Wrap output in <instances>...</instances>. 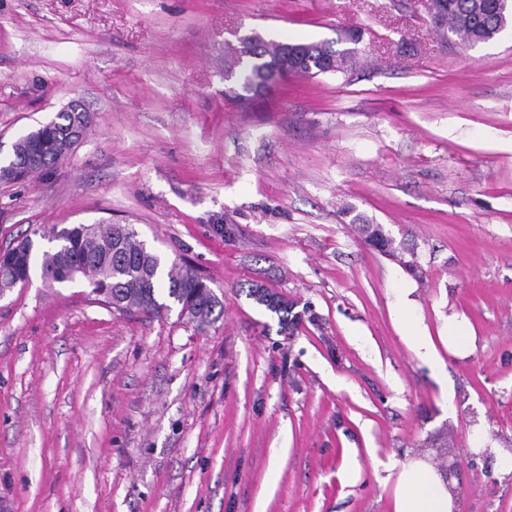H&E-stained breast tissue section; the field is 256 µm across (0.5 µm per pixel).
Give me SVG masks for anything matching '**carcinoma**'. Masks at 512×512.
Masks as SVG:
<instances>
[{
    "mask_svg": "<svg viewBox=\"0 0 512 512\" xmlns=\"http://www.w3.org/2000/svg\"><path fill=\"white\" fill-rule=\"evenodd\" d=\"M505 0H437L439 15L435 27L448 28L465 44H478L493 39L501 32ZM303 50V72L345 73L356 58V51L335 50L331 42L299 43ZM245 61L239 63L238 92L264 81L267 72L283 67L276 57L274 45L259 39L240 50ZM72 120L69 112L57 113L54 120L20 136L12 148L13 157L0 165V179L20 180V174L31 175L50 167L69 154L65 144L66 129ZM49 247L36 254L33 240L26 237L5 250L9 254L21 250L30 265H40L43 279L50 283L86 280L95 300L116 310L136 309L147 316L159 317L171 311L158 295L167 286V296L179 306V315L199 327L214 323L224 314V306L214 289L188 264H174L164 269L161 257L138 239L129 224H72L56 229L48 237ZM253 296L272 312L286 313L287 305L268 291L257 288Z\"/></svg>",
    "mask_w": 512,
    "mask_h": 512,
    "instance_id": "obj_1",
    "label": "carcinoma"
}]
</instances>
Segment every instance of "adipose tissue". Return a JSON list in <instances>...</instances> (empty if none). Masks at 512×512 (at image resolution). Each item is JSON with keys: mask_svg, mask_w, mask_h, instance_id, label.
Segmentation results:
<instances>
[{"mask_svg": "<svg viewBox=\"0 0 512 512\" xmlns=\"http://www.w3.org/2000/svg\"><path fill=\"white\" fill-rule=\"evenodd\" d=\"M385 483L392 492L388 512H454L455 500L447 481L418 452L386 467Z\"/></svg>", "mask_w": 512, "mask_h": 512, "instance_id": "1", "label": "adipose tissue"}]
</instances>
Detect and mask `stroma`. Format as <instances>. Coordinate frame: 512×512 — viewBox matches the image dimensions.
<instances>
[{
  "mask_svg": "<svg viewBox=\"0 0 512 512\" xmlns=\"http://www.w3.org/2000/svg\"><path fill=\"white\" fill-rule=\"evenodd\" d=\"M351 30L352 72L234 98L241 37ZM75 100L92 122L73 151L0 182V250L131 224L224 314L201 331L36 271L1 296L0 512H388L389 458L430 449L441 470L446 448H512V26L469 47L428 0H0V161ZM451 485L459 512H512L489 459ZM407 336L410 337V343L415 353L424 361L438 362L440 356L431 340L423 330L413 323L406 328ZM361 466L355 449L345 452L337 476L344 485H354L360 478Z\"/></svg>",
  "mask_w": 512,
  "mask_h": 512,
  "instance_id": "stroma-1",
  "label": "stroma"
}]
</instances>
